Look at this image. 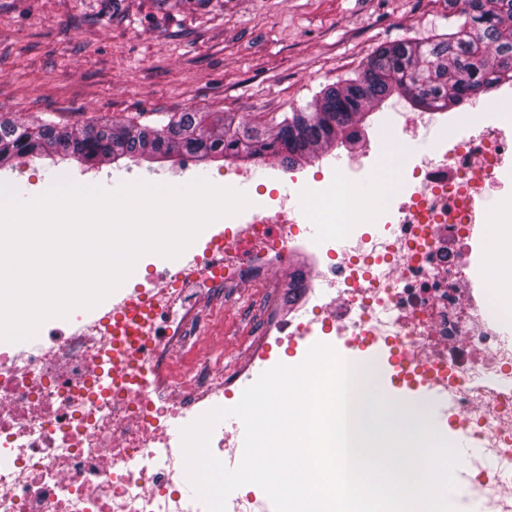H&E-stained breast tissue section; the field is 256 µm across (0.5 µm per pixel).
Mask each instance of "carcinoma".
I'll return each instance as SVG.
<instances>
[{"label": "carcinoma", "instance_id": "cac0c4a2", "mask_svg": "<svg viewBox=\"0 0 512 512\" xmlns=\"http://www.w3.org/2000/svg\"><path fill=\"white\" fill-rule=\"evenodd\" d=\"M455 31L382 46L364 70L323 89L306 107L271 127L234 123L218 112L166 114L156 124L0 121V165L44 152L82 163L124 158L170 160L185 153L261 160L281 155L293 165L341 140L360 136L369 110L397 96L414 111L447 109L512 79V0H448Z\"/></svg>", "mask_w": 512, "mask_h": 512}]
</instances>
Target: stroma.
I'll return each mask as SVG.
<instances>
[{"mask_svg":"<svg viewBox=\"0 0 512 512\" xmlns=\"http://www.w3.org/2000/svg\"><path fill=\"white\" fill-rule=\"evenodd\" d=\"M448 0H0V117L38 122L49 117L74 127L126 123L157 112H221L238 122L267 125L306 106L327 85L360 73L381 46L448 32ZM363 142L342 146L289 169L266 158L242 183L248 197L286 195L296 214L314 207L298 196L294 178L333 179L365 195L377 163L370 148L376 125L406 140L417 157L430 153L436 125L390 100L373 115ZM231 164L203 167L186 155L147 169L130 163L86 169L57 156L19 157L0 169V182L35 197L48 181L69 178L113 189L152 180L181 185L202 177L223 185ZM269 294L251 298L225 289L222 301L203 298L211 314L223 308L225 339L215 359L231 366L236 337L264 318ZM482 450L461 451L456 512H480L468 476Z\"/></svg>","mask_w":512,"mask_h":512,"instance_id":"obj_1","label":"stroma"}]
</instances>
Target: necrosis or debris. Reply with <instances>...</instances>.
Listing matches in <instances>:
<instances>
[{
  "mask_svg": "<svg viewBox=\"0 0 512 512\" xmlns=\"http://www.w3.org/2000/svg\"><path fill=\"white\" fill-rule=\"evenodd\" d=\"M417 159L381 135L375 175L387 202L352 208L342 229L305 242L287 197L256 199L149 289L119 288L68 329L33 347L0 346V512H205L186 488L177 429L240 401L257 362L303 336L341 340L356 368L373 351L395 370L412 411L438 396L450 420L496 459L475 460L485 512H512V315L472 288L479 217L512 158V116L485 112L473 134ZM306 256L300 286L271 309L237 364L214 367L189 349L204 290L265 288L289 253Z\"/></svg>",
  "mask_w": 512,
  "mask_h": 512,
  "instance_id": "1",
  "label": "necrosis or debris"
}]
</instances>
